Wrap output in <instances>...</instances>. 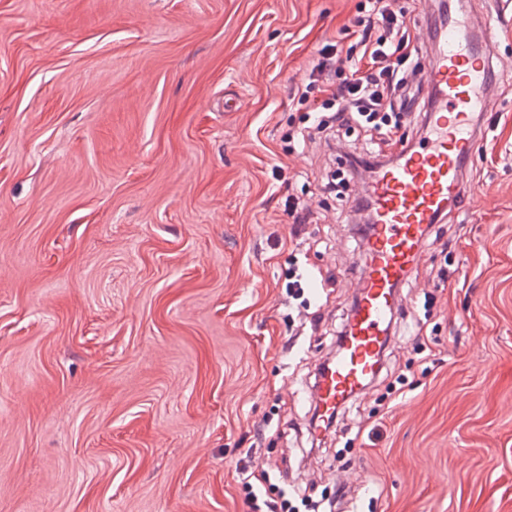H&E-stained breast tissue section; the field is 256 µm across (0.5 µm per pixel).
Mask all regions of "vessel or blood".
Masks as SVG:
<instances>
[{
  "mask_svg": "<svg viewBox=\"0 0 512 512\" xmlns=\"http://www.w3.org/2000/svg\"><path fill=\"white\" fill-rule=\"evenodd\" d=\"M468 0L434 13L422 0L418 20L432 29L435 47L421 61V89L433 107L426 134L399 150L394 161L365 175L358 192L370 202L373 224L365 254L355 264L357 304L345 341L310 393L323 418L376 375L378 359L398 312V285L415 269L430 225L459 203L477 201L464 181L466 162L479 145L478 119L496 94L491 25L474 36Z\"/></svg>",
  "mask_w": 512,
  "mask_h": 512,
  "instance_id": "b4317fda",
  "label": "vessel or blood"
}]
</instances>
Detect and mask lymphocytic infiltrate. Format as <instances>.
Wrapping results in <instances>:
<instances>
[{"mask_svg":"<svg viewBox=\"0 0 512 512\" xmlns=\"http://www.w3.org/2000/svg\"><path fill=\"white\" fill-rule=\"evenodd\" d=\"M354 25L357 41L346 55L320 50L298 103L309 104L310 91H319L323 114L316 126L294 134L297 142L320 137L329 148L344 151L348 180L394 157L397 134L408 120L398 107L399 92L419 72L410 49V20L391 0H361ZM345 130L361 133L364 150L345 151Z\"/></svg>","mask_w":512,"mask_h":512,"instance_id":"obj_1","label":"lymphocytic infiltrate"}]
</instances>
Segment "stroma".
Returning <instances> with one entry per match:
<instances>
[{"mask_svg":"<svg viewBox=\"0 0 512 512\" xmlns=\"http://www.w3.org/2000/svg\"><path fill=\"white\" fill-rule=\"evenodd\" d=\"M359 2L0 0V512H251L245 469L300 512H512V0H476L500 36L476 211L311 433L356 186L321 192L338 156L288 135ZM291 193L319 217L297 237Z\"/></svg>","mask_w":512,"mask_h":512,"instance_id":"35a3bbf8","label":"stroma"}]
</instances>
